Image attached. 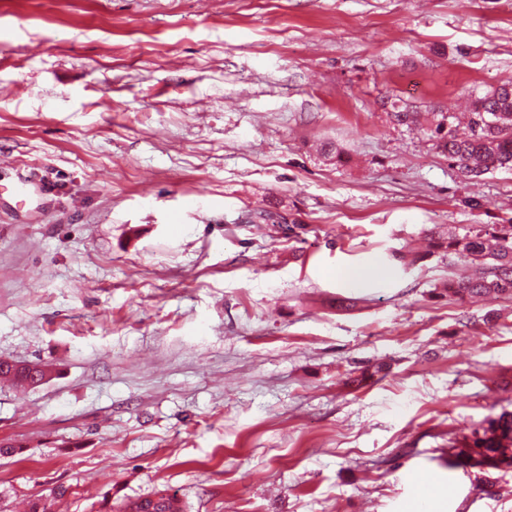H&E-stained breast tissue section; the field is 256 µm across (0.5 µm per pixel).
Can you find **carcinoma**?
<instances>
[{"instance_id": "carcinoma-1", "label": "carcinoma", "mask_w": 512, "mask_h": 512, "mask_svg": "<svg viewBox=\"0 0 512 512\" xmlns=\"http://www.w3.org/2000/svg\"><path fill=\"white\" fill-rule=\"evenodd\" d=\"M390 120L408 128L419 123L420 113L398 108L388 113ZM431 138L435 148L448 156L465 176H481L497 170L512 171V80L487 90L474 99L466 113L465 131L458 133L456 116L439 112ZM429 247L434 251L457 254L481 266L472 278L450 279L442 290L460 299L475 297H512V218L505 224H476L463 232L433 231ZM17 362L0 360V378L18 385L35 386L34 377L16 370ZM448 466L477 469L485 474L492 470L512 469V412L504 411L485 420L470 434L449 441ZM57 487L47 498H34L28 512H52L53 501L66 494ZM106 512H185L174 494L160 492L153 497L112 503L104 498Z\"/></svg>"}]
</instances>
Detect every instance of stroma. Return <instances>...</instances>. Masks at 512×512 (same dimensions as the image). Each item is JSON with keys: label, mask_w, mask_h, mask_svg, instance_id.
Returning a JSON list of instances; mask_svg holds the SVG:
<instances>
[{"label": "stroma", "mask_w": 512, "mask_h": 512, "mask_svg": "<svg viewBox=\"0 0 512 512\" xmlns=\"http://www.w3.org/2000/svg\"><path fill=\"white\" fill-rule=\"evenodd\" d=\"M508 80L512 0H0V359L51 369L0 384V512H404L420 479L512 512V469L448 466L512 411V298L402 260L512 216V172L386 115ZM103 509L105 512H185L181 501L176 494L167 492L157 493L153 497L137 500L123 501L113 504L108 495L104 498Z\"/></svg>", "instance_id": "stroma-1"}]
</instances>
